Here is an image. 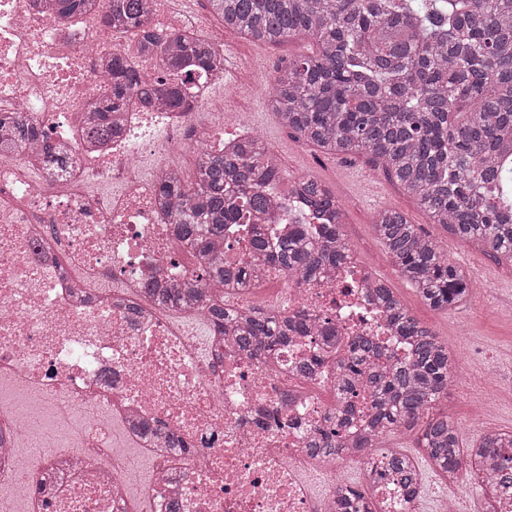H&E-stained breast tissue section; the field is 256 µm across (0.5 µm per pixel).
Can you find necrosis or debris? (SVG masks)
Instances as JSON below:
<instances>
[{
  "instance_id": "1",
  "label": "necrosis or debris",
  "mask_w": 512,
  "mask_h": 512,
  "mask_svg": "<svg viewBox=\"0 0 512 512\" xmlns=\"http://www.w3.org/2000/svg\"><path fill=\"white\" fill-rule=\"evenodd\" d=\"M144 29L207 38L222 66L192 71L183 108L131 107L112 139L88 142L74 120L106 87L99 60L134 53L140 31L115 36L98 10L64 20L45 0H0V112L36 121L76 156L65 176L37 182L28 149L0 157V484H17L26 512H133L123 490L131 463L112 428L132 441L148 423L184 445L143 448L142 512L170 501L179 512H335L339 471L368 476L377 461L356 452L326 462L305 448L330 411L317 394L330 376H298L294 354H315L318 339L298 338L272 370L202 329L200 312L161 308L147 293L158 276H186L160 180L199 148L223 149L200 116L232 108L236 137L252 134L254 114L236 102L258 75L173 0H151ZM361 278L339 267L300 283L264 264L248 293L277 288L264 311H301L342 338L394 344ZM43 414L50 435L21 460L17 443Z\"/></svg>"
}]
</instances>
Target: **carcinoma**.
Segmentation results:
<instances>
[{
  "mask_svg": "<svg viewBox=\"0 0 512 512\" xmlns=\"http://www.w3.org/2000/svg\"><path fill=\"white\" fill-rule=\"evenodd\" d=\"M211 12L252 40L276 44L295 35L316 49L288 63L272 84L270 104L295 138L331 155L362 154L412 197L452 237L486 247L512 263V177L500 171L498 156L512 145V0H206ZM98 0H53L65 16L93 10ZM149 0H110L104 17L119 34L142 25ZM137 56L161 71L187 63L211 68L206 40L178 34L158 46L151 37ZM107 90L97 97L83 135L107 140L116 114L132 98L172 108L184 104L182 85L163 86L114 54L103 65ZM33 144L43 165L64 175L71 159L44 136L41 127L0 113V147ZM283 170L260 138L253 136L203 152L192 181L168 176L158 186L160 204L173 224V242L189 257L186 284L157 280L148 289L168 309L196 306L210 317L217 335H234L238 350L267 362L275 350L319 326L304 314L272 315L248 306L224 307L222 286L246 283L256 262L300 281L315 279L353 258L341 228L345 211L336 192L304 177L297 193L307 213L325 223L299 225L275 238L248 236L244 214L276 205L271 190ZM238 225L250 258L224 262V227ZM375 232L399 275L431 308L446 311L471 293L469 280L445 255L440 241L424 235L401 211L379 210ZM366 287L378 297L396 335L408 341L405 353L373 336H355L343 352L298 365L303 372L333 369L336 407L331 417L358 414L347 397L363 394V435L347 439L320 430L306 442L317 458L351 448H379L387 433L420 427V448L444 473L469 466V458L499 459L486 479L512 491V431H491L468 443L448 416L434 413L448 394L454 359L448 344L422 325L383 280ZM147 443L176 448L170 431L142 426ZM392 477L415 498L421 474L414 460L388 451L369 488L339 491L342 512H377L374 489Z\"/></svg>",
  "mask_w": 512,
  "mask_h": 512,
  "instance_id": "cac0c4a2",
  "label": "carcinoma"
}]
</instances>
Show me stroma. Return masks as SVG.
<instances>
[{
  "instance_id": "stroma-1",
  "label": "stroma",
  "mask_w": 512,
  "mask_h": 512,
  "mask_svg": "<svg viewBox=\"0 0 512 512\" xmlns=\"http://www.w3.org/2000/svg\"><path fill=\"white\" fill-rule=\"evenodd\" d=\"M224 41L261 71L264 91L246 90L242 96L260 114L257 132L265 146L283 158L286 181L308 176L335 187L346 210L342 231L357 260L387 281L415 318L447 342L455 372L447 396L435 405L436 411L447 415L468 441L489 430H512V264L496 260L490 250L449 237L367 158L323 154L296 140L279 123L270 107L267 86L290 59L309 53V39L293 37L271 45L228 28ZM383 208L402 211L424 233L444 242L449 259L478 285V292L448 311L430 308L399 275L374 231L373 218ZM418 438V430L400 429L389 433L385 444L417 460L427 475L418 512H443L440 494L445 480L423 460Z\"/></svg>"
}]
</instances>
